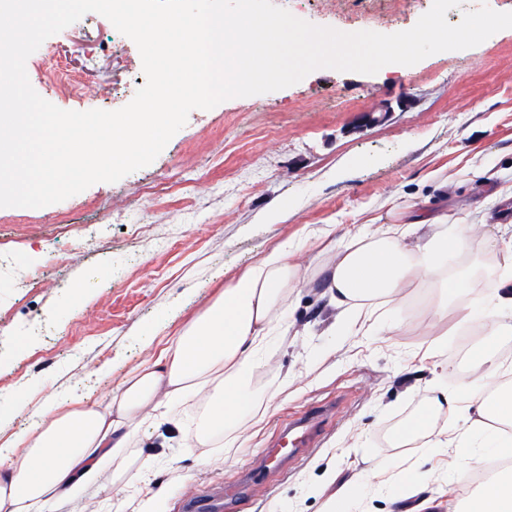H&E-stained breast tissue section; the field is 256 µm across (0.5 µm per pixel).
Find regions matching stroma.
I'll return each mask as SVG.
<instances>
[{
    "label": "stroma",
    "mask_w": 512,
    "mask_h": 512,
    "mask_svg": "<svg viewBox=\"0 0 512 512\" xmlns=\"http://www.w3.org/2000/svg\"><path fill=\"white\" fill-rule=\"evenodd\" d=\"M295 17L343 32L410 29L432 0H274ZM61 69L81 96L50 80ZM34 90L64 110L114 111L144 85L136 44L97 13L46 39L26 61ZM387 109L366 126L363 113ZM422 221L429 239L457 225L472 244L439 276L480 286L461 306L439 304L437 284L414 280L401 309L378 304L355 329L331 331L323 292L327 240ZM290 242L303 282L288 329L272 336L253 372L257 403L241 426L201 438L205 392L142 422L95 486L54 512H181L193 489L224 488L265 453L282 424L343 399L319 447L259 477L221 512H331L359 481L349 512H388L407 467L431 472L437 512L475 485L452 484L448 466L479 471L467 448L439 455L427 438L392 435L439 390L466 383L457 344L512 366V335L492 336L486 315L493 271L512 243V29L373 75L319 69L279 91L191 111L148 166L42 208H0V437L35 430L40 413L69 396L110 401L248 266ZM477 321L461 320L463 308Z\"/></svg>",
    "instance_id": "stroma-1"
}]
</instances>
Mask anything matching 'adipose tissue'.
I'll return each mask as SVG.
<instances>
[{
    "instance_id": "ef3b65f1",
    "label": "adipose tissue",
    "mask_w": 512,
    "mask_h": 512,
    "mask_svg": "<svg viewBox=\"0 0 512 512\" xmlns=\"http://www.w3.org/2000/svg\"><path fill=\"white\" fill-rule=\"evenodd\" d=\"M470 225L430 240L417 238L413 224L352 240L324 269L331 306L348 312L375 302L401 306V290L412 280L436 279L440 259L471 245ZM294 249L281 244L264 254L224 288L182 330L165 341L153 360L140 366L105 407L76 404L33 432L0 444V512H29L67 500L95 485L102 465L127 447L130 422L146 409L168 419V409L189 387L208 393L205 432L230 427L254 408L250 381L257 357L276 330L288 296L302 282ZM503 367L479 352L463 393L440 391L434 410L455 409L466 399L461 433H438L437 448H477L506 462L483 483L465 512H512V382L489 389Z\"/></svg>"
}]
</instances>
